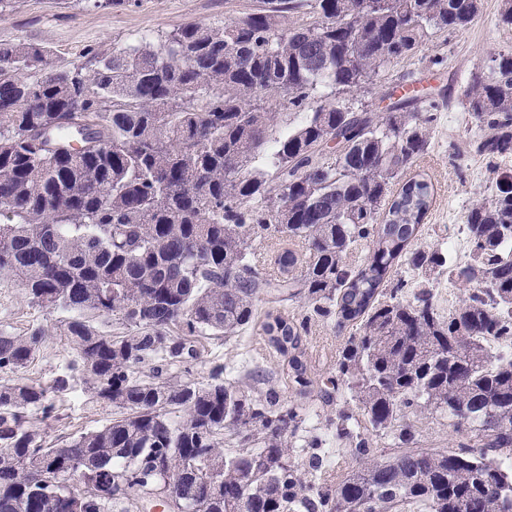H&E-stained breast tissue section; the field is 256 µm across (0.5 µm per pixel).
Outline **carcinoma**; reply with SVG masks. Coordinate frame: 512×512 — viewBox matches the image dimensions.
<instances>
[{"label":"carcinoma","mask_w":512,"mask_h":512,"mask_svg":"<svg viewBox=\"0 0 512 512\" xmlns=\"http://www.w3.org/2000/svg\"><path fill=\"white\" fill-rule=\"evenodd\" d=\"M479 12L480 0H263L66 68L45 46L0 43V278L67 314L74 349L46 387L23 377L46 330L0 331L13 375L0 384V512H126L163 486L186 512H512V357L491 346L512 339V182L465 212L466 261L414 248L433 185L404 174L428 149L435 99L392 86L389 111L353 106ZM465 98L481 131L469 153L511 158L512 51ZM291 112L303 120L278 128ZM442 278L460 291L446 316ZM301 297L309 314L269 309L262 328L302 402L257 388V364L216 361L195 379L200 339L228 343L257 303ZM333 315L355 333L308 401L303 334ZM75 381L112 419L49 443L51 394ZM418 415L451 422L456 447L420 446ZM208 463L211 487L192 474ZM36 468L52 481L34 483ZM100 470L110 493L73 508L66 488Z\"/></svg>","instance_id":"obj_1"}]
</instances>
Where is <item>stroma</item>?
<instances>
[{"instance_id": "35a3bbf8", "label": "stroma", "mask_w": 512, "mask_h": 512, "mask_svg": "<svg viewBox=\"0 0 512 512\" xmlns=\"http://www.w3.org/2000/svg\"><path fill=\"white\" fill-rule=\"evenodd\" d=\"M262 0H120L96 8L90 0H14L0 11V42L23 40L50 48L59 66L81 59L96 47L106 50L158 40L173 27L228 17H241L260 7ZM501 0H481L477 19L467 29L443 33L415 56L392 64L384 84L373 85L362 101L382 111L384 85L410 84L438 96L439 107L430 127V149L413 167L433 185L432 205L423 221L418 243L427 246L447 241L454 225L462 223L467 208L496 190L499 175L512 176V161L490 168L488 162L467 150L479 130L471 124L464 91L473 73L481 71L490 54L512 49V29L498 23ZM62 314L30 305L21 284L0 278V330L26 331L42 325L50 334L25 376L51 384L60 365L73 358L71 342L63 333ZM351 331L335 321L312 319L304 343L312 392L336 372L338 353ZM58 419L45 424L48 439L99 428L111 419V407L89 402L81 387L56 394Z\"/></svg>"}]
</instances>
